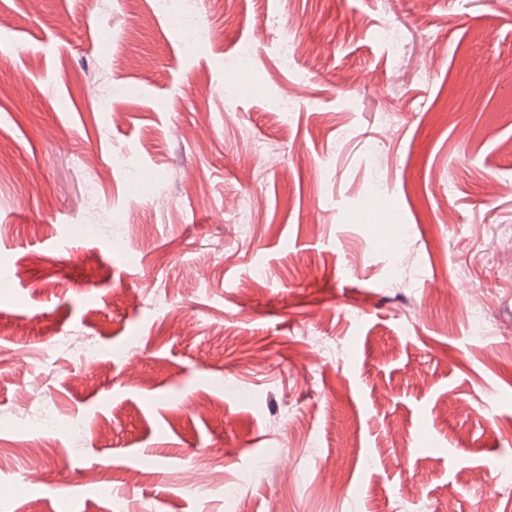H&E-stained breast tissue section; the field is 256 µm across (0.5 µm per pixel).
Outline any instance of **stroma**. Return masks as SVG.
Segmentation results:
<instances>
[{"instance_id": "35a3bbf8", "label": "stroma", "mask_w": 512, "mask_h": 512, "mask_svg": "<svg viewBox=\"0 0 512 512\" xmlns=\"http://www.w3.org/2000/svg\"><path fill=\"white\" fill-rule=\"evenodd\" d=\"M0 13V512H106L91 469L125 512H223L222 487L186 483L258 457L238 512H512V0ZM117 150L141 179L111 171ZM36 438L59 446L44 474L67 459L61 485L25 479Z\"/></svg>"}]
</instances>
